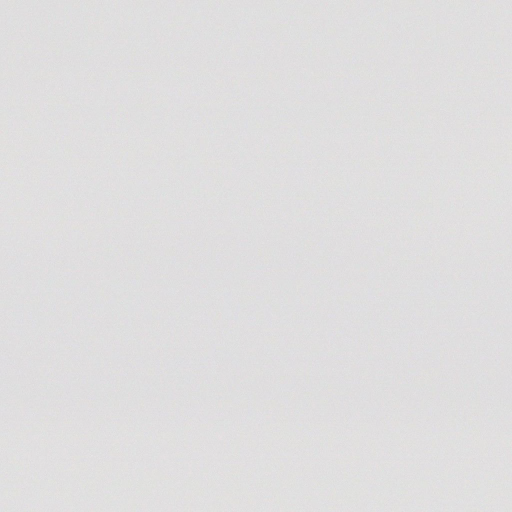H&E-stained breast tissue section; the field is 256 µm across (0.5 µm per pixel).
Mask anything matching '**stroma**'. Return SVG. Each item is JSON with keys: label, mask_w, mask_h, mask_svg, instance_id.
<instances>
[{"label": "stroma", "mask_w": 512, "mask_h": 512, "mask_svg": "<svg viewBox=\"0 0 512 512\" xmlns=\"http://www.w3.org/2000/svg\"><path fill=\"white\" fill-rule=\"evenodd\" d=\"M509 14L512 0L460 15L453 0H0V80L29 91L0 144V410L17 425L0 436V512H281L291 487L307 493L298 512L512 503V256L497 245L512 189L446 137L473 73L484 112L512 110ZM192 43L202 87L185 80ZM245 45L288 54L287 69L256 74ZM37 145L63 163L32 189ZM428 185L452 204L445 222ZM200 197L208 228L183 233L171 206ZM116 407L128 421L44 451L35 411ZM404 407L454 428L359 423L340 448L336 430L288 423ZM141 408L239 419L131 448ZM328 464L345 483L325 481ZM77 478L79 499L59 497Z\"/></svg>", "instance_id": "obj_1"}]
</instances>
